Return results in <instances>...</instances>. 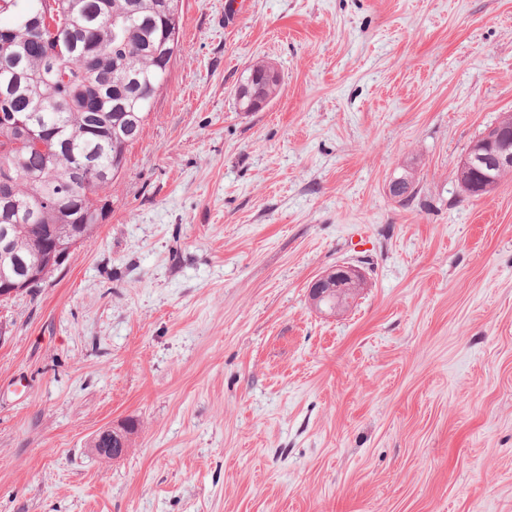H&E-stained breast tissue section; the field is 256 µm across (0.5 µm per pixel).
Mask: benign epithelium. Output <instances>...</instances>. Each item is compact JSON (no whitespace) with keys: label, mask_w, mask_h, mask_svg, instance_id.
Masks as SVG:
<instances>
[{"label":"benign epithelium","mask_w":512,"mask_h":512,"mask_svg":"<svg viewBox=\"0 0 512 512\" xmlns=\"http://www.w3.org/2000/svg\"><path fill=\"white\" fill-rule=\"evenodd\" d=\"M236 100L250 98L247 111L254 112L262 109L266 101L260 99L252 89V83H244L236 89ZM459 175L477 173L481 177L480 182L465 181L464 188L471 196H484L495 186V177L491 172H501L512 169V144L499 133L485 134L477 139L461 158ZM67 252L61 250L58 244H53L43 255V260L37 265H27L23 268V275L12 283H8L0 289V298L13 295L27 288L31 283L42 278L45 271L58 265ZM364 281V276L356 267L351 265H338L320 276L310 285V297L314 306H319L321 299L327 296L336 298V309L339 313L347 308L354 291V286ZM101 437L107 439V446L95 449V453L105 461L115 460L125 455L123 433L115 428L101 431Z\"/></svg>","instance_id":"1"}]
</instances>
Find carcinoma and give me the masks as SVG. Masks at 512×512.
Returning <instances> with one entry per match:
<instances>
[{"instance_id": "obj_1", "label": "carcinoma", "mask_w": 512, "mask_h": 512, "mask_svg": "<svg viewBox=\"0 0 512 512\" xmlns=\"http://www.w3.org/2000/svg\"><path fill=\"white\" fill-rule=\"evenodd\" d=\"M180 0H0V273L57 240L86 242L111 211L121 173L166 81ZM39 16L41 22L30 24ZM103 106L85 112L82 91ZM36 138L19 144L20 126Z\"/></svg>"}]
</instances>
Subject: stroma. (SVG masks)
<instances>
[{"label":"stroma","instance_id":"1","mask_svg":"<svg viewBox=\"0 0 512 512\" xmlns=\"http://www.w3.org/2000/svg\"><path fill=\"white\" fill-rule=\"evenodd\" d=\"M224 2L182 0L111 213L0 305V512H512V177H455L512 113V0ZM256 82V81H255ZM279 81H275L273 83L269 81L264 82H256L260 86V99L257 94L252 89V82L244 83L242 85H238L236 89V100L240 102L243 98H250L249 108H244L243 112H254L257 110H261L265 105H267L279 86ZM266 100L267 104H266ZM364 281V276L356 267L351 265H336L320 276H318L310 285V297L316 309L320 307L328 308V302L321 299L327 296L336 297V309L339 313L347 308L353 299L351 293L354 286ZM363 282L359 288H364ZM320 302V303H319ZM123 433L115 428H109L101 431L100 437L107 439V446L100 448L99 434L94 438L91 445V450L94 448L95 453L105 461L115 460L125 455L127 448L130 447V437L135 433V424L133 422L126 423ZM126 441L127 447L125 448L123 437ZM93 451V450H92Z\"/></svg>","mask_w":512,"mask_h":512}]
</instances>
